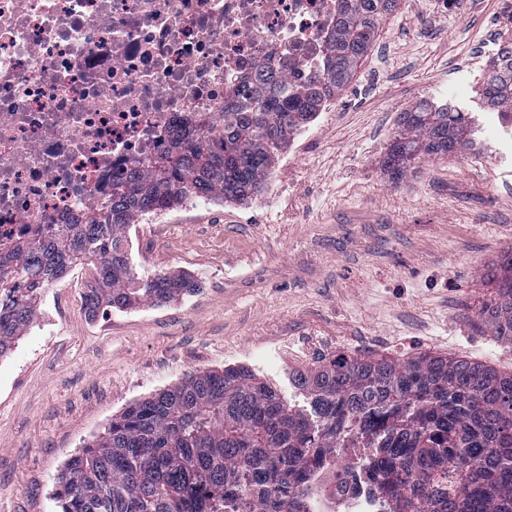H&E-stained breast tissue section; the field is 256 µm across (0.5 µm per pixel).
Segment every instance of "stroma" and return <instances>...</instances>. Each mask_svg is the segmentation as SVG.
Wrapping results in <instances>:
<instances>
[{"instance_id":"1","label":"stroma","mask_w":512,"mask_h":512,"mask_svg":"<svg viewBox=\"0 0 512 512\" xmlns=\"http://www.w3.org/2000/svg\"><path fill=\"white\" fill-rule=\"evenodd\" d=\"M512 40V0H399L351 81L295 136L262 193L168 211L126 230L142 277L193 279L175 302L89 316L91 265L47 288L0 358V512H58L70 455L132 403L198 370L239 368L304 405L296 373L339 353L470 357L512 371L480 328L487 264L512 251V130L488 137L479 91ZM456 104L474 150L382 168L402 112Z\"/></svg>"}]
</instances>
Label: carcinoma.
<instances>
[{
	"mask_svg": "<svg viewBox=\"0 0 512 512\" xmlns=\"http://www.w3.org/2000/svg\"><path fill=\"white\" fill-rule=\"evenodd\" d=\"M398 0H342L322 81L288 95L285 78L261 83L224 113V129L183 126L149 162L112 178L104 197L71 222L0 244V358L28 328L42 294L72 266L89 262L101 287L87 298L123 308L161 306L195 289L182 275L139 277L125 230L187 191L217 201L260 193L278 154L351 80L380 21ZM489 110L512 112V59L484 76ZM475 146L468 113L448 99L419 100L402 113L383 158L394 180L429 157ZM496 297L481 327L512 342V252L488 265ZM294 384L308 408L291 404L245 369L196 371L127 407L75 452L57 477L59 512H300L303 501L345 493L317 489L308 472L363 445L380 512H512V372L452 355L337 354Z\"/></svg>",
	"mask_w": 512,
	"mask_h": 512,
	"instance_id": "obj_1",
	"label": "carcinoma"
}]
</instances>
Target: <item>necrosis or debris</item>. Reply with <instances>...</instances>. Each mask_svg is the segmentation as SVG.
<instances>
[{"mask_svg": "<svg viewBox=\"0 0 512 512\" xmlns=\"http://www.w3.org/2000/svg\"><path fill=\"white\" fill-rule=\"evenodd\" d=\"M340 0H0V243L66 223L177 121L223 127L265 76L318 83ZM317 512H378L363 468Z\"/></svg>", "mask_w": 512, "mask_h": 512, "instance_id": "obj_1", "label": "necrosis or debris"}]
</instances>
